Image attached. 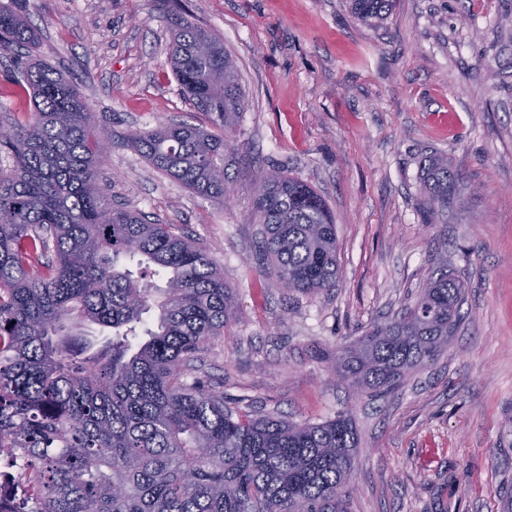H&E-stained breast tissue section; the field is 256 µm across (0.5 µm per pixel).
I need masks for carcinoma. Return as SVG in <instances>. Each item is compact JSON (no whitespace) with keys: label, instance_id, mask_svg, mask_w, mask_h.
Returning <instances> with one entry per match:
<instances>
[{"label":"carcinoma","instance_id":"cac0c4a2","mask_svg":"<svg viewBox=\"0 0 512 512\" xmlns=\"http://www.w3.org/2000/svg\"><path fill=\"white\" fill-rule=\"evenodd\" d=\"M18 0L0 3V73L25 122L0 127V442L9 438L40 493L18 512H350L357 430L345 413L298 424L224 404L195 373L235 314V294L194 240L112 201L99 183L106 143L76 85L26 59L37 33ZM382 24L394 0H350ZM181 93L223 131L246 100L233 59L211 29L169 15ZM132 143L196 194L225 200L227 140L160 123ZM459 175L426 164L425 212L451 207ZM259 255L295 293L336 287V224L322 198L283 172L251 188ZM135 257L154 288L121 267ZM464 284L443 266L416 299L327 358L352 391L384 397L438 355L460 325ZM157 325L137 336L143 315ZM87 324L112 333L96 351Z\"/></svg>","mask_w":512,"mask_h":512}]
</instances>
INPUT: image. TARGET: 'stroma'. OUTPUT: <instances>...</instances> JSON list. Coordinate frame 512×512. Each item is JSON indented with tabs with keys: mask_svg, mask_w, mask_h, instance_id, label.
<instances>
[{
	"mask_svg": "<svg viewBox=\"0 0 512 512\" xmlns=\"http://www.w3.org/2000/svg\"><path fill=\"white\" fill-rule=\"evenodd\" d=\"M37 57L79 88L111 147L107 192L194 239L234 289V320L197 374L296 423L342 412L360 448L352 512H501L512 493V0H397L378 28L347 0H26ZM224 40L247 106L229 137L224 203L156 170L130 135L207 125L168 63L166 11ZM459 175L427 224L425 163ZM281 171L336 220V288L293 294L255 256L251 183ZM448 265L463 320L394 394L355 397L323 357L391 319Z\"/></svg>",
	"mask_w": 512,
	"mask_h": 512,
	"instance_id": "1",
	"label": "stroma"
}]
</instances>
